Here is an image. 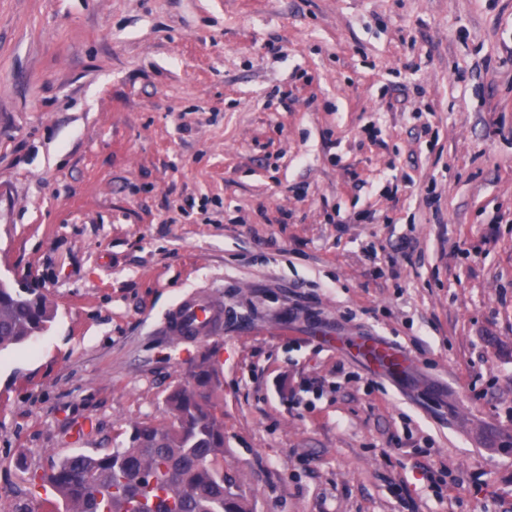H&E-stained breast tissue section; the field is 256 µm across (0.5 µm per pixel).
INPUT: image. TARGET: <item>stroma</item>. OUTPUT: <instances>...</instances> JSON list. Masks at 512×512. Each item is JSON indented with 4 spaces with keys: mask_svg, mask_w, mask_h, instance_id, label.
Segmentation results:
<instances>
[{
    "mask_svg": "<svg viewBox=\"0 0 512 512\" xmlns=\"http://www.w3.org/2000/svg\"><path fill=\"white\" fill-rule=\"evenodd\" d=\"M0 280V512L207 353L252 512H512V0H0ZM53 315L54 309L44 295L0 282V351L36 337ZM222 306L206 290L182 298L171 310L165 329L177 341L213 336L221 330ZM336 346L352 351L359 358L391 368H400L407 360L403 350L378 336H361L349 344L336 337Z\"/></svg>",
    "mask_w": 512,
    "mask_h": 512,
    "instance_id": "obj_1",
    "label": "stroma"
}]
</instances>
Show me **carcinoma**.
<instances>
[{"instance_id": "1", "label": "carcinoma", "mask_w": 512, "mask_h": 512, "mask_svg": "<svg viewBox=\"0 0 512 512\" xmlns=\"http://www.w3.org/2000/svg\"><path fill=\"white\" fill-rule=\"evenodd\" d=\"M53 315L44 295L0 282V351L36 337ZM213 372L203 358L192 383L168 394L166 423L134 424L124 446L69 455L29 480L52 487L63 512H250L224 472V405L213 395Z\"/></svg>"}]
</instances>
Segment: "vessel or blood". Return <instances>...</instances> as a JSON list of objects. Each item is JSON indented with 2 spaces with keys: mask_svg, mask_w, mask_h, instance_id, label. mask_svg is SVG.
I'll list each match as a JSON object with an SVG mask.
<instances>
[{
  "mask_svg": "<svg viewBox=\"0 0 512 512\" xmlns=\"http://www.w3.org/2000/svg\"><path fill=\"white\" fill-rule=\"evenodd\" d=\"M223 321L222 306L216 296L202 290L182 298L171 310L165 329L173 339H200L217 334ZM357 357L388 367H402L403 350L377 336H362L349 343Z\"/></svg>",
  "mask_w": 512,
  "mask_h": 512,
  "instance_id": "1",
  "label": "vessel or blood"
}]
</instances>
